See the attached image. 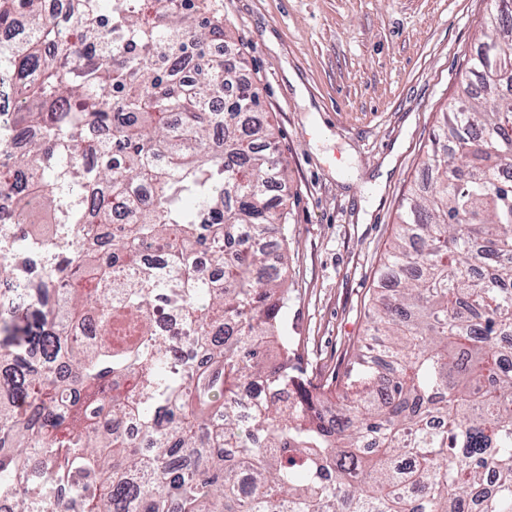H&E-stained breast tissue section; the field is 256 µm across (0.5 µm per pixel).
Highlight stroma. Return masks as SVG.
Masks as SVG:
<instances>
[{
  "instance_id": "stroma-1",
  "label": "stroma",
  "mask_w": 512,
  "mask_h": 512,
  "mask_svg": "<svg viewBox=\"0 0 512 512\" xmlns=\"http://www.w3.org/2000/svg\"><path fill=\"white\" fill-rule=\"evenodd\" d=\"M494 0H224L280 132L286 321L313 382L343 373L426 151Z\"/></svg>"
}]
</instances>
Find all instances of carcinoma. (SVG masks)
I'll use <instances>...</instances> for the list:
<instances>
[{"label": "carcinoma", "mask_w": 512, "mask_h": 512, "mask_svg": "<svg viewBox=\"0 0 512 512\" xmlns=\"http://www.w3.org/2000/svg\"><path fill=\"white\" fill-rule=\"evenodd\" d=\"M0 146L33 128L0 256H52L0 334L14 512H512V0L485 17L336 385L285 328L288 181L224 0H0ZM204 254L222 270L192 265ZM80 272L65 293L50 285ZM189 332L176 354L156 322ZM94 319L95 334L70 337ZM136 422L138 436L127 433Z\"/></svg>", "instance_id": "cac0c4a2"}]
</instances>
